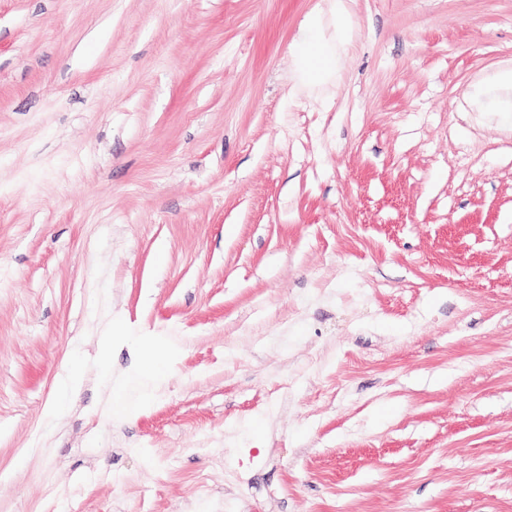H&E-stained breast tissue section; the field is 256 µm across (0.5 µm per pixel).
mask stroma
<instances>
[{"label":"stroma","mask_w":512,"mask_h":512,"mask_svg":"<svg viewBox=\"0 0 512 512\" xmlns=\"http://www.w3.org/2000/svg\"><path fill=\"white\" fill-rule=\"evenodd\" d=\"M510 71L512 0H0V512H512ZM300 53L306 62L310 79H317L331 67V60L323 54L316 42L310 41L300 46ZM164 375L160 358L154 357L145 373L127 377L116 397V404L125 411H135L146 405L152 397L155 383Z\"/></svg>","instance_id":"35a3bbf8"}]
</instances>
